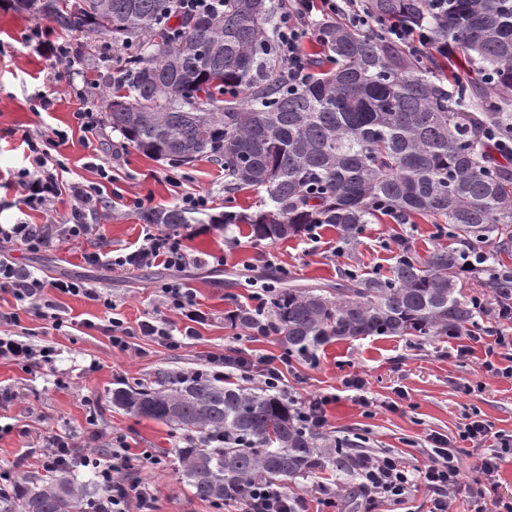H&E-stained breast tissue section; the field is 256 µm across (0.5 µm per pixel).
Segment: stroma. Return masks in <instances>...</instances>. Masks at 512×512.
Masks as SVG:
<instances>
[{"instance_id":"35a3bbf8","label":"stroma","mask_w":512,"mask_h":512,"mask_svg":"<svg viewBox=\"0 0 512 512\" xmlns=\"http://www.w3.org/2000/svg\"><path fill=\"white\" fill-rule=\"evenodd\" d=\"M41 28L42 41L69 47L84 63L71 75L65 63L34 52L27 36ZM132 47L114 43L111 32L63 34L44 20L16 11L14 0H0V224L60 222L71 219L72 202L60 195L52 215L27 208L15 174L25 167L22 135L37 139L41 148L65 163L64 181L98 184L104 201L88 214L86 223L99 225L101 235L53 243L32 253L23 245H0V255L27 266L37 277L76 278L87 287L112 297L128 326L144 319H166L183 328L179 311L163 305L160 287L178 281L191 288L198 308L205 313L197 335L186 345L170 349L145 340L140 350L113 348L105 327L109 315L95 301L81 296L54 294L69 327L54 330L35 312L20 314L19 331L26 341L54 348L51 368H24L0 358V471L24 482L42 475L34 453L55 436L73 439L80 448L109 457V440L123 437L132 456L150 451L160 463L138 467L135 480L149 487L153 512H217L212 503L197 499L180 475L175 457L162 450L180 444L182 431L140 418L112 404V391L124 382L153 384L158 373H190L207 369L206 357L235 348L247 354L281 357L275 335L234 325L231 316L252 306L253 293L262 286L326 288L342 281L345 273L363 277L388 274L405 241L411 256L425 258L448 245L446 231L435 219L418 218L407 224L386 217L364 225L358 238L346 245L333 227L319 229L318 241L299 236L271 242L256 237L248 225L223 229L216 220L225 212L253 215L267 209L261 188L224 190V166L203 159L183 166L148 157L101 123L93 143H86L74 115L106 110L108 77L131 55ZM86 85L85 97L70 92L71 84ZM110 180L102 182L98 171ZM203 195L205 208L196 210L195 224L179 230L196 264L181 270L149 265L117 273L105 264H89L86 253H117L133 248L144 225L134 198H149L151 207H174L178 194ZM465 336L438 338L371 336L335 340L313 356L292 355L285 382L298 396L328 394L327 430L335 436L358 439L360 447L392 452L404 459L424 461L428 436H454L466 415L480 413L495 429L512 432V382L487 376L480 369L483 344L457 357ZM358 375L366 382L370 407L356 404L341 381ZM360 479L350 468L328 467L285 483L290 497L300 499L306 512H427L429 494L413 487L402 504L372 503L359 490ZM336 491V506H323L320 485Z\"/></svg>"}]
</instances>
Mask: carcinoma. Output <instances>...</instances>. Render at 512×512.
Here are the masks:
<instances>
[{"label": "carcinoma", "mask_w": 512, "mask_h": 512, "mask_svg": "<svg viewBox=\"0 0 512 512\" xmlns=\"http://www.w3.org/2000/svg\"><path fill=\"white\" fill-rule=\"evenodd\" d=\"M18 10L66 34L108 19L112 35L137 43L106 99L112 131L143 154L189 164L224 162V186L264 188L271 210L228 212L224 227L248 224L271 241L328 224L346 243L379 215L400 221L445 218L462 248L399 259L388 276L349 274L333 288L270 293L269 323L288 353L311 354L333 339L461 336L476 306L458 288L462 256L512 224V159L491 156L484 131L512 133L503 101L512 92V0H368L377 28L317 24L329 57L312 60L298 89L267 66L276 29L267 0H218L181 14L175 0H16ZM393 20L430 28L448 49L486 75L489 89L448 84L433 57L418 63L389 45ZM175 233L193 218L178 208L143 214ZM112 404L192 434L174 449L195 497L249 508L253 481L305 476L345 463L353 440L298 421L270 390L224 385L205 372H162L155 386L128 384ZM76 458L47 478L0 491V512H105L112 490L83 482Z\"/></svg>", "instance_id": "carcinoma-1"}]
</instances>
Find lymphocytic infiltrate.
<instances>
[{"mask_svg": "<svg viewBox=\"0 0 512 512\" xmlns=\"http://www.w3.org/2000/svg\"><path fill=\"white\" fill-rule=\"evenodd\" d=\"M288 5L281 14L277 56L284 65L282 75L289 87H299L309 74L310 60L302 51V44L314 28L317 18L347 16L349 21L366 27L369 17L358 8V0H287ZM387 34L394 46L408 53L422 56L442 54L443 48L433 32L425 27H415L402 22H393ZM27 167L19 170L20 184L30 187L24 202L31 209L52 212L56 198L68 193L73 202L75 215H82L97 208L101 201L99 188L81 183L63 184L59 173L64 170L63 161L50 158L37 142L27 144ZM96 224H0V242L18 241L32 251L50 246L52 241L91 239L98 236ZM88 261L107 262L112 268L127 271L156 262L180 269L189 261L181 241L172 234L146 228L139 246L128 253L102 257L93 251ZM72 296H85L100 301L105 309H112L111 298L98 297L93 289L74 281H47L36 277L28 268L0 257V290L9 292L15 301L27 304L40 315L50 316L53 328H61L65 320L49 297V290ZM114 348L126 351L132 339L142 336L151 341L174 346L170 327L163 320L153 318L141 321L137 327L127 326L124 320L110 317L107 327ZM209 364L231 368L242 378L255 380L281 391L289 403L299 411L301 420L312 428L322 429L327 425L326 408L331 401L327 395H311L301 398L284 383V373L276 358L265 355L247 356L241 352L208 356ZM494 441L492 453L478 454L474 464L476 475L463 479L457 447L458 442ZM431 447L423 464L411 465L400 458L369 449L349 454L348 463L362 478L361 491L369 501L392 499L402 501L412 485L422 484L430 495L428 512H448L449 502L461 497L469 512H512V497L498 492V478L506 456L512 455V434L494 430L492 424L480 416L466 417L460 424L456 439L443 434L430 438ZM98 480L112 488L109 512H149L151 493L137 482L126 481L124 475L132 467L128 448L120 447L112 452L111 463H103L95 453H87Z\"/></svg>", "mask_w": 512, "mask_h": 512, "instance_id": "1", "label": "lymphocytic infiltrate"}]
</instances>
